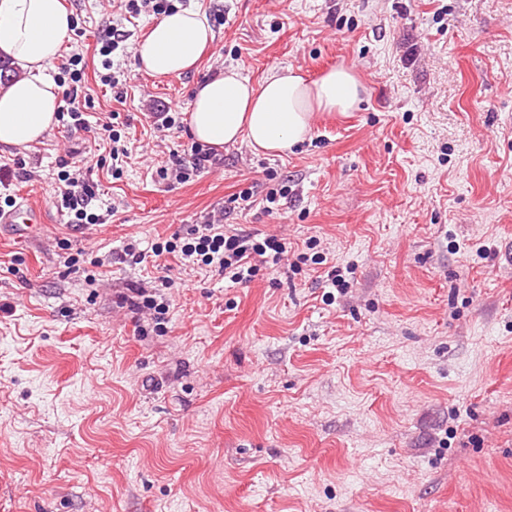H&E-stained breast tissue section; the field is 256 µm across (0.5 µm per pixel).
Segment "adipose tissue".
Segmentation results:
<instances>
[{
  "instance_id": "adipose-tissue-1",
  "label": "adipose tissue",
  "mask_w": 512,
  "mask_h": 512,
  "mask_svg": "<svg viewBox=\"0 0 512 512\" xmlns=\"http://www.w3.org/2000/svg\"><path fill=\"white\" fill-rule=\"evenodd\" d=\"M71 27L64 0H0V58L19 71L0 83V146L28 147L55 125L61 94L51 69ZM212 39L201 11L163 14L135 47L137 68L152 76L191 71ZM362 92L342 66L312 82L294 68L276 69L256 85L229 67L197 85L185 121L197 142L216 149L244 143L285 153L310 139L315 113L351 111Z\"/></svg>"
}]
</instances>
